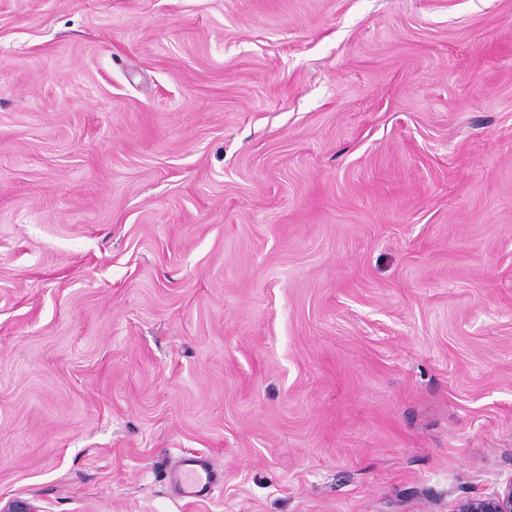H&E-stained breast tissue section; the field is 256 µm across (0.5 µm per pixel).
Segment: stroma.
I'll use <instances>...</instances> for the list:
<instances>
[{
	"mask_svg": "<svg viewBox=\"0 0 512 512\" xmlns=\"http://www.w3.org/2000/svg\"><path fill=\"white\" fill-rule=\"evenodd\" d=\"M510 476L512 0H0V498ZM214 471L201 457L183 458L170 470V478L182 498L191 501L209 499L215 485Z\"/></svg>",
	"mask_w": 512,
	"mask_h": 512,
	"instance_id": "stroma-1",
	"label": "stroma"
}]
</instances>
